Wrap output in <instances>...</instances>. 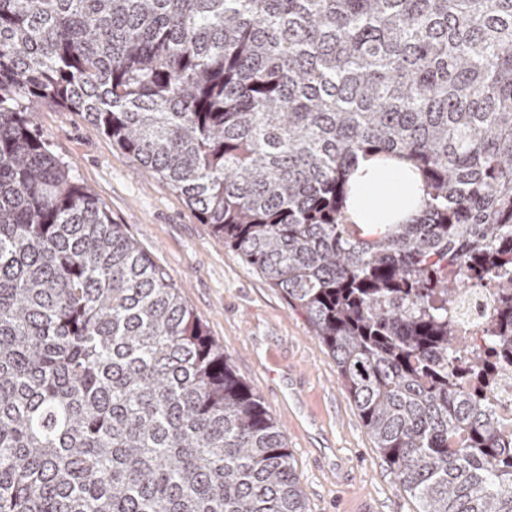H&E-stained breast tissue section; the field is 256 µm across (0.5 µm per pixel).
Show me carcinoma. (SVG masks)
I'll return each mask as SVG.
<instances>
[{
	"instance_id": "carcinoma-1",
	"label": "carcinoma",
	"mask_w": 512,
	"mask_h": 512,
	"mask_svg": "<svg viewBox=\"0 0 512 512\" xmlns=\"http://www.w3.org/2000/svg\"><path fill=\"white\" fill-rule=\"evenodd\" d=\"M48 98L185 197L307 317L419 512H512V0H0V512H306L286 437L177 287L33 129ZM360 156L424 209L347 222ZM459 300L448 304V312L458 323L456 359L462 368L467 367L470 351L480 348L485 361L493 366L485 381V390H491L490 406L503 425L512 427V372L498 363L494 351L484 345L482 328L489 321L496 305L495 289L487 280L481 284L470 283Z\"/></svg>"
}]
</instances>
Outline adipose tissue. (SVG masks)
<instances>
[{"label":"adipose tissue","mask_w":512,"mask_h":512,"mask_svg":"<svg viewBox=\"0 0 512 512\" xmlns=\"http://www.w3.org/2000/svg\"><path fill=\"white\" fill-rule=\"evenodd\" d=\"M349 182L352 192L346 216L364 232H379L387 224L411 223L423 209L421 177L410 162L383 164L377 158L363 157Z\"/></svg>","instance_id":"ef3b65f1"}]
</instances>
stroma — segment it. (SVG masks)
<instances>
[{"instance_id":"1","label":"stroma","mask_w":512,"mask_h":512,"mask_svg":"<svg viewBox=\"0 0 512 512\" xmlns=\"http://www.w3.org/2000/svg\"><path fill=\"white\" fill-rule=\"evenodd\" d=\"M36 131L177 286L285 433L309 512H418L305 315L203 223L167 181L80 113L25 102Z\"/></svg>"}]
</instances>
